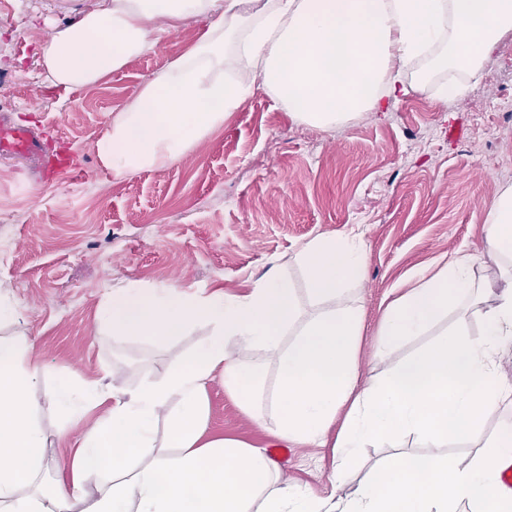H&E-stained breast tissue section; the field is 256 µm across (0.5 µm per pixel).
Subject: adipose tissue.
Segmentation results:
<instances>
[{"instance_id": "ef3b65f1", "label": "adipose tissue", "mask_w": 512, "mask_h": 512, "mask_svg": "<svg viewBox=\"0 0 512 512\" xmlns=\"http://www.w3.org/2000/svg\"><path fill=\"white\" fill-rule=\"evenodd\" d=\"M190 19L202 26L196 44L113 111L96 143L114 176L180 163L258 87L298 122L328 130L407 95L402 73L415 62L428 66L420 82L431 70L477 74L512 33V0H98L37 46L38 62L48 87H92ZM485 251L499 262L502 288L476 282L470 254L421 268L381 315L382 355L443 315L454 323L437 345L365 385L357 361L364 314L349 298L367 269L358 237L318 236L299 248L301 295L276 268L241 295L134 282L110 289L99 322L113 335L165 342L191 327L204 335L163 379L136 391L115 383L76 402L70 384L53 388L50 398L69 414L105 396L112 408L77 439L66 478L51 483L48 442L68 430L36 423L31 391L42 370L27 340L0 338V512H456L462 502L469 512H512V487L499 481L512 465V427L485 434L512 405L497 362L512 344V187L488 210ZM305 300L316 309L307 318ZM291 329L295 339L282 345ZM235 346L255 361L235 358ZM270 361L272 434L289 448L332 446L333 485L350 481L371 444L413 435L430 454L395 450L346 499L279 482L258 449L208 433V383L222 379L255 416ZM451 441L474 444V454L464 462L444 453Z\"/></svg>"}]
</instances>
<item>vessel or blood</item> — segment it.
<instances>
[{"instance_id": "b4317fda", "label": "vessel or blood", "mask_w": 512, "mask_h": 512, "mask_svg": "<svg viewBox=\"0 0 512 512\" xmlns=\"http://www.w3.org/2000/svg\"><path fill=\"white\" fill-rule=\"evenodd\" d=\"M0 154L35 159V170L42 179H58L71 175L73 165L46 151L44 136L29 127L0 118Z\"/></svg>"}]
</instances>
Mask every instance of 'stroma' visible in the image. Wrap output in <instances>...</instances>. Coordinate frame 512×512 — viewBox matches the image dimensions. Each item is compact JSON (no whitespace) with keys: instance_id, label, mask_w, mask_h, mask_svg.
I'll return each mask as SVG.
<instances>
[{"instance_id":"35a3bbf8","label":"stroma","mask_w":512,"mask_h":512,"mask_svg":"<svg viewBox=\"0 0 512 512\" xmlns=\"http://www.w3.org/2000/svg\"><path fill=\"white\" fill-rule=\"evenodd\" d=\"M94 4L0 0V115L50 132L54 146L69 147L81 164L78 177L46 187L24 178L26 160L0 159V295L20 313L18 323L0 326V336L23 335L31 344L43 370L33 393L37 419L48 429L65 425L74 435L109 409L103 403L66 419L47 397L59 382L104 391L117 380L132 392L162 379L201 337L191 330L159 343L102 329L97 315L117 284L238 295L276 266L300 290L294 254L302 243L361 235L367 272L350 297L365 317L363 379L438 343L449 328L442 318L434 331L395 347L389 361L377 357L380 316L419 268L471 254L479 258L475 278L498 287L496 261L483 253L484 224L498 192L512 186V121L494 106L512 100V67L496 54L477 75L433 73L388 112H365L332 130L295 121L258 89L180 164L117 178L96 152L113 110L190 49L200 26L172 32L99 85L65 96L47 89L37 45ZM451 78L463 94L440 101L437 89ZM208 397L210 434L270 448L268 401L252 420L222 381ZM389 453L364 448L353 480L337 489L331 449H292L278 467L315 494L346 497Z\"/></svg>"}]
</instances>
